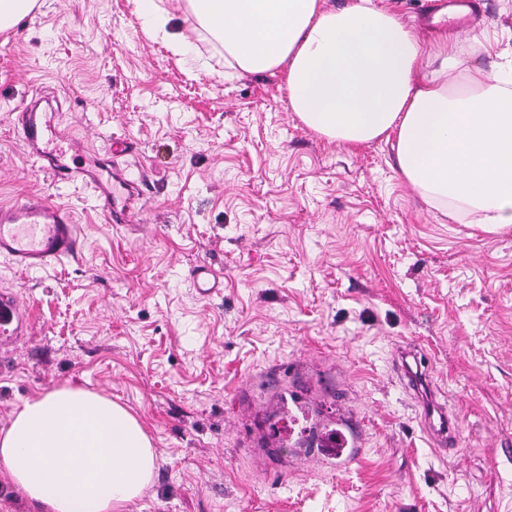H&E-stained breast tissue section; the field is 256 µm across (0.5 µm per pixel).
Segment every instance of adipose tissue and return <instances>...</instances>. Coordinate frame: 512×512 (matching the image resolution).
<instances>
[{"instance_id": "adipose-tissue-1", "label": "adipose tissue", "mask_w": 512, "mask_h": 512, "mask_svg": "<svg viewBox=\"0 0 512 512\" xmlns=\"http://www.w3.org/2000/svg\"><path fill=\"white\" fill-rule=\"evenodd\" d=\"M198 35L246 73L280 72L288 106L351 147L395 137L406 183L445 215L512 226V71L475 66L464 85L425 73L433 52L372 0H185ZM139 420L101 393L61 385L0 428V475L37 512H122L152 479Z\"/></svg>"}]
</instances>
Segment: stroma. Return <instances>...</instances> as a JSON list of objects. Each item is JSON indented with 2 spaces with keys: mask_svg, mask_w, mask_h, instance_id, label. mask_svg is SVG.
Listing matches in <instances>:
<instances>
[{
  "mask_svg": "<svg viewBox=\"0 0 512 512\" xmlns=\"http://www.w3.org/2000/svg\"><path fill=\"white\" fill-rule=\"evenodd\" d=\"M479 3L448 41L451 81L512 68V0ZM160 5L185 53L134 0H39L0 34V204L41 194L86 236L80 261L40 271L0 256V291L29 314L0 345V427L62 384L130 408L157 468L125 512H512V227L442 214L406 186L394 141L319 136L282 75L225 66L183 0ZM483 36L495 55H468ZM34 107L83 140L64 159L78 180L53 181L20 139ZM117 138L129 150L112 159ZM128 180L135 221L108 222L101 197ZM202 265L224 272L207 297L191 278ZM410 348L431 357L457 447L435 449L400 378ZM274 398L292 424L275 435ZM313 416L352 423L362 455L291 471Z\"/></svg>",
  "mask_w": 512,
  "mask_h": 512,
  "instance_id": "35a3bbf8",
  "label": "stroma"
}]
</instances>
